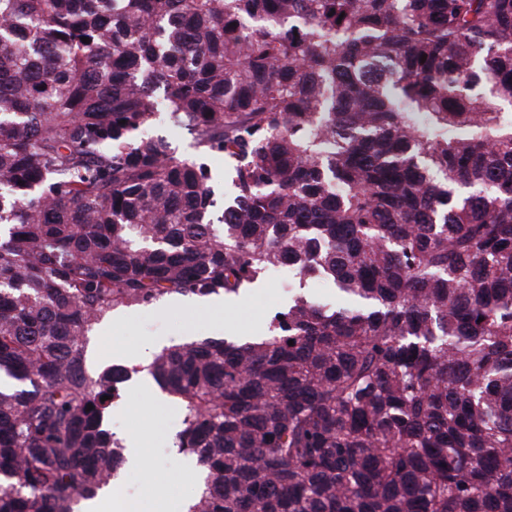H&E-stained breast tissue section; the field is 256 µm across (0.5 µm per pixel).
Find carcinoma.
Masks as SVG:
<instances>
[{
    "label": "carcinoma",
    "mask_w": 512,
    "mask_h": 512,
    "mask_svg": "<svg viewBox=\"0 0 512 512\" xmlns=\"http://www.w3.org/2000/svg\"><path fill=\"white\" fill-rule=\"evenodd\" d=\"M282 262L262 334L88 371L112 310ZM140 373L186 512H512V0H0V512L120 478ZM161 117V122L154 129V132L158 134L165 135L168 140L171 142L172 147L176 149V153L178 155L183 156H192L197 153V150L193 146V142L190 140L189 136L180 130L178 134H174L171 131V125L168 124L165 118L164 112H159Z\"/></svg>",
    "instance_id": "obj_1"
}]
</instances>
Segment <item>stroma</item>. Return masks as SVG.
I'll use <instances>...</instances> for the list:
<instances>
[{
  "instance_id": "35a3bbf8",
  "label": "stroma",
  "mask_w": 512,
  "mask_h": 512,
  "mask_svg": "<svg viewBox=\"0 0 512 512\" xmlns=\"http://www.w3.org/2000/svg\"><path fill=\"white\" fill-rule=\"evenodd\" d=\"M288 304V292L268 277H260L240 294L216 304L205 299L185 304L183 297L161 298L151 304L121 308L94 325L87 336L86 364L95 372L118 359L119 353L134 351L166 339L179 344L189 339L221 337L233 332L256 334L273 313ZM181 411L157 394L127 383L112 408V430L121 439L145 442L142 468L125 467L119 482L124 494L139 502L143 512H152L147 489L161 483L174 503L190 498L198 483V472L175 448Z\"/></svg>"
}]
</instances>
